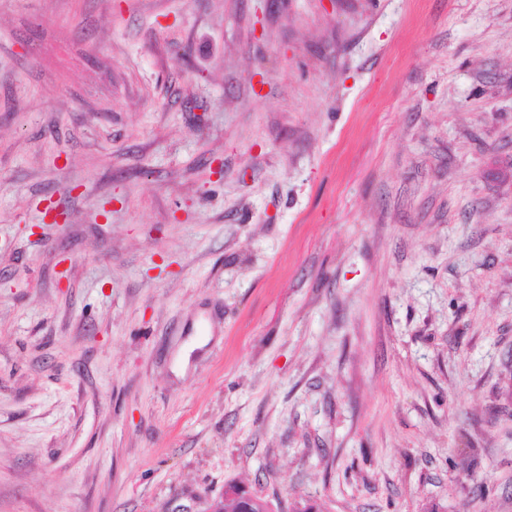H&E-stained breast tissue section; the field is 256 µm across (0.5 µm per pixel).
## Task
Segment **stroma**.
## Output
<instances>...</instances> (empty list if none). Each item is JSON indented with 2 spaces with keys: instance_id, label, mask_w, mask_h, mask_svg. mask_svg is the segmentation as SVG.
<instances>
[{
  "instance_id": "1",
  "label": "stroma",
  "mask_w": 512,
  "mask_h": 512,
  "mask_svg": "<svg viewBox=\"0 0 512 512\" xmlns=\"http://www.w3.org/2000/svg\"><path fill=\"white\" fill-rule=\"evenodd\" d=\"M231 481L512 512V0H0V512Z\"/></svg>"
}]
</instances>
